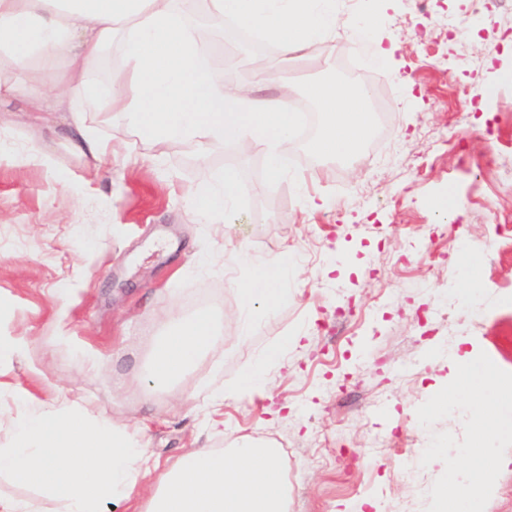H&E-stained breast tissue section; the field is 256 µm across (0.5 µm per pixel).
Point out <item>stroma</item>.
<instances>
[{
	"mask_svg": "<svg viewBox=\"0 0 512 512\" xmlns=\"http://www.w3.org/2000/svg\"><path fill=\"white\" fill-rule=\"evenodd\" d=\"M333 6L378 26L273 57L263 84L238 23L204 46L262 96L289 80L294 107L309 104L312 82L367 86L371 131L358 153L320 160L293 141L275 182L263 146L208 151L194 134L150 148L127 114L90 112L112 149L99 165L68 147L64 114L50 130L0 107V336L23 341L0 361L1 446L18 411L65 398L137 435L164 468L193 448H277L288 512H424L444 471L420 465L431 431L463 435L460 416L430 431L417 418L446 383L449 353L482 351L512 372V179L490 162L512 158V10L500 0ZM388 38L391 63L372 49ZM228 177L232 212L201 215L197 194ZM309 194L328 207L309 208ZM460 240L481 262L472 304L452 294L464 285ZM283 252L288 300L250 307L243 334L240 290ZM205 306L221 314L223 341L173 387L153 385L147 364L169 321ZM274 349L283 363H265ZM260 362L263 382L239 393Z\"/></svg>",
	"mask_w": 512,
	"mask_h": 512,
	"instance_id": "obj_1",
	"label": "stroma"
}]
</instances>
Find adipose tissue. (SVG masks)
<instances>
[{"label": "adipose tissue", "mask_w": 512, "mask_h": 512, "mask_svg": "<svg viewBox=\"0 0 512 512\" xmlns=\"http://www.w3.org/2000/svg\"><path fill=\"white\" fill-rule=\"evenodd\" d=\"M207 2L211 15L262 30L285 54L337 29H359L354 20L338 18L330 0ZM180 13L176 0H0V104H23L40 122L67 113L72 150L97 159L107 145L86 127L89 111L128 113L151 145L191 133L245 151L269 144L275 151L268 176L280 179L277 150L292 141L295 125L287 97L257 98L215 77ZM122 20L129 74L103 86L94 74ZM34 66L43 82L29 81ZM306 93L326 116L311 151L353 155L371 124L362 94L328 82L311 83ZM290 266L284 253L263 265L241 290L244 304L281 303ZM220 339L209 309L174 318L152 358L154 380L178 379ZM277 455V449L249 441L222 451L194 449L158 474L142 512H288V480ZM148 461L147 446L134 435L65 405L19 413L12 443L0 446V476L39 489L60 503V512H116L149 474Z\"/></svg>", "instance_id": "obj_1"}]
</instances>
